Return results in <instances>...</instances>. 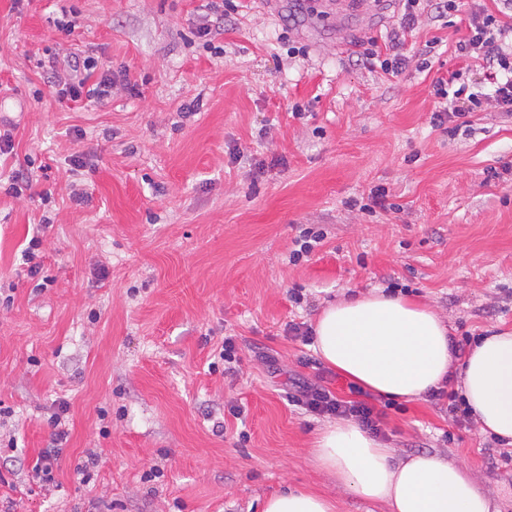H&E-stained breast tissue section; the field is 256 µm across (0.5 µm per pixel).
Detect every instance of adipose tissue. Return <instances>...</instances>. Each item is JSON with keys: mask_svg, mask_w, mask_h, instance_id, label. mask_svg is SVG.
Listing matches in <instances>:
<instances>
[{"mask_svg": "<svg viewBox=\"0 0 512 512\" xmlns=\"http://www.w3.org/2000/svg\"><path fill=\"white\" fill-rule=\"evenodd\" d=\"M314 334L324 364L381 397L414 401L454 381L479 430L512 446L511 330L481 337L457 366L443 314L378 288L325 307ZM311 456L338 488L387 512L493 508L464 467L426 452L398 456L351 418L325 423ZM263 512H336V503L290 487L268 497Z\"/></svg>", "mask_w": 512, "mask_h": 512, "instance_id": "1", "label": "adipose tissue"}]
</instances>
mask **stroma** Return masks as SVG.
Returning <instances> with one entry per match:
<instances>
[{"mask_svg":"<svg viewBox=\"0 0 512 512\" xmlns=\"http://www.w3.org/2000/svg\"><path fill=\"white\" fill-rule=\"evenodd\" d=\"M240 2L215 55L186 43L213 25L209 0H0V512H261L286 485L386 512L315 469L324 418L288 392L325 365L289 324L390 286L455 339L512 330V115L469 113L452 137L430 121L465 24L423 13L392 75L359 57L401 0ZM73 57L110 65L109 97L57 94ZM19 168L38 178L14 193ZM376 186L390 211L352 206ZM306 228L325 238L290 263ZM61 402L46 496L31 468ZM381 439L465 465L512 512L502 445L447 406L392 402ZM90 451L102 463L84 482Z\"/></svg>","mask_w":512,"mask_h":512,"instance_id":"35a3bbf8","label":"stroma"}]
</instances>
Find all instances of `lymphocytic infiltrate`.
Masks as SVG:
<instances>
[{
    "label": "lymphocytic infiltrate",
    "mask_w": 512,
    "mask_h": 512,
    "mask_svg": "<svg viewBox=\"0 0 512 512\" xmlns=\"http://www.w3.org/2000/svg\"><path fill=\"white\" fill-rule=\"evenodd\" d=\"M404 12L388 36V45L395 54L382 58L377 50L376 39H369L360 61L365 65H380L387 73H399L405 60L398 49L411 33L420 14L425 8H433L439 16L460 10L467 13V34L455 47V55L465 60H480L488 63L492 90L488 93L468 92L463 84V69L449 71L447 76L437 78L435 94L439 104L431 116L433 126L442 128L455 119L470 112L481 111L486 105H493L505 113L512 112V46H506L505 39L512 34V0H502V7L492 12L475 0L470 8H463L460 0H403ZM98 62L87 58L74 61L71 73L60 88L61 95L77 101L82 97L104 98L110 93L112 80L98 76V82H91V75H97ZM295 400L309 412L318 415L355 418L372 434L382 432L386 417L384 409L378 408L374 397L356 385H349V398H342L329 387L300 382L296 385Z\"/></svg>",
    "instance_id": "lymphocytic-infiltrate-1"
}]
</instances>
